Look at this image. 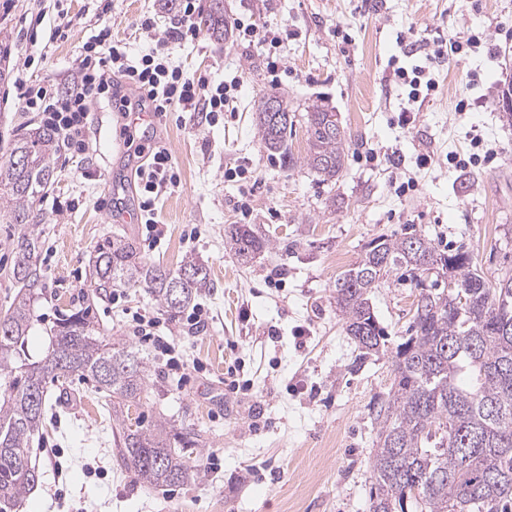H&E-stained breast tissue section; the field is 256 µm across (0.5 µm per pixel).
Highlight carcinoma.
Returning <instances> with one entry per match:
<instances>
[{
    "instance_id": "cac0c4a2",
    "label": "carcinoma",
    "mask_w": 512,
    "mask_h": 512,
    "mask_svg": "<svg viewBox=\"0 0 512 512\" xmlns=\"http://www.w3.org/2000/svg\"><path fill=\"white\" fill-rule=\"evenodd\" d=\"M208 36H224V0H209L196 19ZM10 32L0 26V80L10 75ZM279 119L260 106L257 125L266 151L284 166L296 165L288 151L295 114L283 96ZM336 114L321 106L306 113L309 152L305 164L322 182L343 168L347 138ZM58 135L36 125L17 135L0 166V213L16 227L9 243L12 279L18 292L0 319V370L16 376L0 399V512H12L37 487L42 473L30 453L42 430L45 360L62 351L69 372L89 377L112 405L116 447L123 464L141 482L172 486L185 481L184 458L195 441L166 420L126 424L130 404L151 382V366L120 340L96 334L88 309L61 313L47 331L46 348L32 360L25 348L33 307L43 288L36 257L41 246L35 201L54 176ZM225 244L244 263L271 245L248 224H232ZM452 264L453 289L423 288L412 333L395 351L379 327L369 293L394 270L415 276L441 258ZM92 276L97 289L146 286L158 306L179 314L211 287L207 268L187 258L176 270L147 264L128 238L116 235L96 251ZM182 288L180 301L171 294ZM336 309L361 350L359 362L391 352L393 380L375 407L376 448L371 462L369 512H512V276L489 280L472 256L444 252L421 235H380L359 260L336 278Z\"/></svg>"
}]
</instances>
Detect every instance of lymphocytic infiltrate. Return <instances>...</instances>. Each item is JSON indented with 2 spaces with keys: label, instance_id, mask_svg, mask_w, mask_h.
I'll return each mask as SVG.
<instances>
[{
  "label": "lymphocytic infiltrate",
  "instance_id": "obj_1",
  "mask_svg": "<svg viewBox=\"0 0 512 512\" xmlns=\"http://www.w3.org/2000/svg\"><path fill=\"white\" fill-rule=\"evenodd\" d=\"M196 0H181V21L178 27L145 54H133L125 43L113 40L109 29H101L87 47L81 60L82 88L75 94L62 95L38 83H25L18 89L17 99L30 112L40 113L44 124L51 127L65 148L76 152L86 148L88 112L92 102H114L118 111L127 113L152 103L157 117L171 112L184 113L194 119L198 113L208 114L211 123H218L229 100L240 87L239 78L212 81L188 75L170 62L176 44L197 39L194 22ZM233 27L240 40L260 47L263 51L272 84H279L282 73L281 39L272 30L259 26L252 17L238 16ZM486 32L440 39L426 44L412 42L413 50L423 53L426 63L411 69L393 66L390 79L407 88L409 102L428 98L438 88L429 67L445 60L466 58L470 53L489 47ZM125 143L141 158L135 174L142 190L139 205L140 222L152 242H160L163 232L153 217L154 194L163 187L173 186L179 177L172 156L161 145L148 146L137 136V128L126 125Z\"/></svg>",
  "mask_w": 512,
  "mask_h": 512
}]
</instances>
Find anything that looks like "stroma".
Listing matches in <instances>:
<instances>
[{
	"mask_svg": "<svg viewBox=\"0 0 512 512\" xmlns=\"http://www.w3.org/2000/svg\"><path fill=\"white\" fill-rule=\"evenodd\" d=\"M239 14L255 15L279 34L289 74L271 86L260 49L230 33L220 42L203 34L175 48L171 60L185 71L216 80L237 74L243 83L221 124L190 125L173 113L147 125L180 178L155 199L160 244L149 245L141 225L126 221L138 204L136 162L123 146L121 113L104 100L90 106L85 152L57 154L54 182L36 204L44 286L37 311L44 320L33 323L29 349L41 350L43 323L57 308L91 294L101 335L126 340L154 369V386L130 417H162L198 438L190 476L164 487L136 480L119 458L107 398L91 379L75 377L47 386L42 432L31 445L43 480L14 512H368L373 408L392 376L386 356L358 362L336 311L337 276L373 238L407 232L441 250L471 253L489 280L512 275V124L501 107L512 84V39L495 56L481 50L434 69L439 88L407 125L397 122L407 93L388 79L391 57L407 55L397 42L401 32L432 39L512 27V0H481L476 10L471 0H224L225 21ZM146 16L159 31L180 18L168 0H113L107 12L98 0H0L14 64L0 83V163L13 135L40 121L19 106L18 84L73 86L85 44L104 27L132 52L148 51L157 36L141 30ZM37 17L38 39L50 49L29 69L24 34ZM60 23L64 38L50 41ZM274 92L296 114L288 147L300 160L309 148L308 106L336 113L347 137L336 181L320 182L302 162L288 169L268 155L255 117ZM462 99L476 100L475 109L457 113ZM475 135L493 160L465 171L449 164V154L470 153ZM422 154L432 158L424 169L416 165ZM236 166L257 177L250 222L272 242L247 264L224 241L240 199L239 182L224 171ZM411 177L416 189L397 194V183ZM115 180L120 190L112 189ZM55 200L62 212L52 211ZM115 234L133 238L147 263L174 269L193 256L208 269L213 286L197 298L208 312L206 331L190 335L182 318L166 321L186 365L182 377L126 332L128 312L159 314L148 288L123 289L116 301L91 284L89 258ZM272 274L282 287H268ZM436 279L429 273L417 283L396 271L372 290L391 343L408 336L417 296ZM233 364L248 394H225L224 372Z\"/></svg>",
	"mask_w": 512,
	"mask_h": 512,
	"instance_id": "obj_1",
	"label": "stroma"
}]
</instances>
